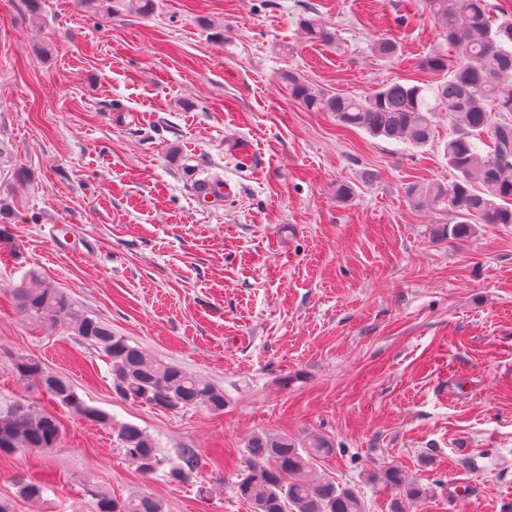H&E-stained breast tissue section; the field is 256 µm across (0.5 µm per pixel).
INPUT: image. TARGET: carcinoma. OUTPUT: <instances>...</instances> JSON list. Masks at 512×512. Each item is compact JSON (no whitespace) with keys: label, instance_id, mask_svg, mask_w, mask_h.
Instances as JSON below:
<instances>
[{"label":"carcinoma","instance_id":"carcinoma-1","mask_svg":"<svg viewBox=\"0 0 512 512\" xmlns=\"http://www.w3.org/2000/svg\"><path fill=\"white\" fill-rule=\"evenodd\" d=\"M422 5L448 42L449 55L432 53L421 67L433 74L444 72L446 78L423 85L382 83L364 98L330 95L303 84L295 85L294 92L310 112H331L343 126L414 147L426 145L436 117L447 114L452 133L444 155L455 178L447 186L415 183L408 194L418 207L440 206L455 216L453 225H443L439 234L466 239L477 233L480 224H512V15L492 18L488 0H422ZM301 26L314 41L332 39L317 14L302 19ZM373 50L388 59L396 55L397 44L381 38ZM487 133L492 135L493 149L483 156L480 144ZM15 294L31 317L67 329L100 349L120 398L169 410L190 406L224 410V392L210 381L130 344L101 320L77 311L63 291L39 275L29 274ZM13 369L32 386L47 374L40 361L22 354L14 358ZM45 392L90 421H108L58 377L46 383ZM61 437L57 418L35 404H0V454L49 452ZM116 442L146 479L162 472L169 481L184 483L198 473L197 449L181 448L176 456H167L136 425H121ZM334 451L316 435L297 441L256 434L248 441L246 470L236 483V493L252 512H364L363 502L352 490L317 473V460ZM373 480L391 491V512H410L411 505L429 493V488L393 464L374 473ZM83 492L91 512H165L163 501L150 493L120 500L94 480L84 482Z\"/></svg>","mask_w":512,"mask_h":512}]
</instances>
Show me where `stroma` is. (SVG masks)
I'll list each match as a JSON object with an SVG mask.
<instances>
[{
    "label": "stroma",
    "instance_id": "1",
    "mask_svg": "<svg viewBox=\"0 0 512 512\" xmlns=\"http://www.w3.org/2000/svg\"><path fill=\"white\" fill-rule=\"evenodd\" d=\"M311 6L331 41L304 37ZM381 37L396 58L375 55ZM444 47L421 0H155L148 17L0 0V400L62 425L50 455H0V500L87 512L80 482L93 478L119 498L149 491L166 512H250L235 494L248 439L316 434L335 447L318 472L366 512H389L371 475L391 463L431 488L412 512H512V224L447 238L436 227L451 214L408 197L453 180L447 117L416 148L293 92L414 84ZM205 180L232 195L202 201ZM32 270L217 385L223 412L117 397L97 348L18 306ZM21 354L109 424L19 381ZM125 423L167 452L197 449V479H144L115 442ZM19 474L46 484L41 500L18 496Z\"/></svg>",
    "mask_w": 512,
    "mask_h": 512
}]
</instances>
